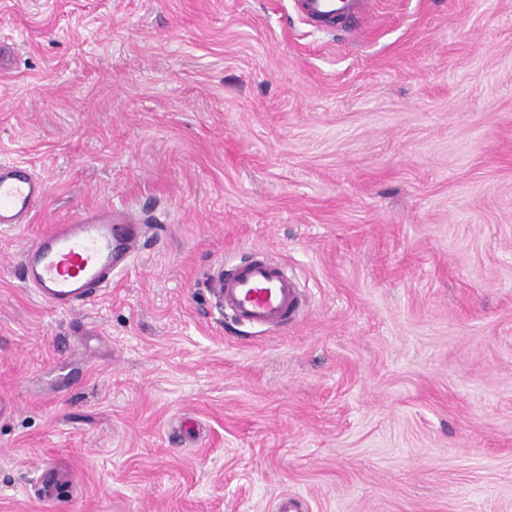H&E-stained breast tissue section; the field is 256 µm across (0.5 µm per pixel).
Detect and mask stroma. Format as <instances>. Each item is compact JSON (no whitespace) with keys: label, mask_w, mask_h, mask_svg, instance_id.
<instances>
[{"label":"stroma","mask_w":512,"mask_h":512,"mask_svg":"<svg viewBox=\"0 0 512 512\" xmlns=\"http://www.w3.org/2000/svg\"><path fill=\"white\" fill-rule=\"evenodd\" d=\"M0 512H512V0H0ZM151 223L66 313L23 246ZM282 329L208 288L254 250ZM49 480L52 494L37 489ZM366 0H297L301 14L309 21L334 27L335 21L351 20L364 14ZM48 194L47 183L16 162L0 161V225L23 224L37 202ZM209 286L224 314L241 325L279 328L300 311L299 281L286 265L264 257L217 270Z\"/></svg>","instance_id":"35a3bbf8"}]
</instances>
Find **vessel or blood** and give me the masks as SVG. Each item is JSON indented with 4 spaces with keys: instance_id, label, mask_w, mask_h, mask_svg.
I'll list each match as a JSON object with an SVG mask.
<instances>
[{
    "instance_id": "vessel-or-blood-1",
    "label": "vessel or blood",
    "mask_w": 512,
    "mask_h": 512,
    "mask_svg": "<svg viewBox=\"0 0 512 512\" xmlns=\"http://www.w3.org/2000/svg\"><path fill=\"white\" fill-rule=\"evenodd\" d=\"M367 0H297L308 20L324 26L366 11ZM48 194L45 181L20 163L0 161V225L23 223ZM140 218L111 206L79 210L66 224H56L22 251L20 275L40 298L62 311L90 304L134 255L143 236ZM209 286L220 308L239 324L279 328L301 306L297 278L286 265L256 257L217 270Z\"/></svg>"
}]
</instances>
